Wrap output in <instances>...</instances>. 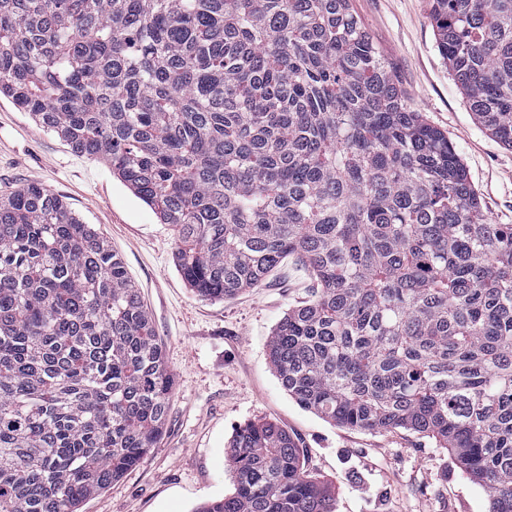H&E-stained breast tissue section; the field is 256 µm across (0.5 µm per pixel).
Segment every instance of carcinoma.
Wrapping results in <instances>:
<instances>
[{"label": "carcinoma", "mask_w": 512, "mask_h": 512, "mask_svg": "<svg viewBox=\"0 0 512 512\" xmlns=\"http://www.w3.org/2000/svg\"><path fill=\"white\" fill-rule=\"evenodd\" d=\"M477 122L512 147V0H429ZM0 94L105 162L222 301L292 256L267 344L323 420L427 434L512 512V224L410 109L351 0H0ZM173 378L122 260L57 195L0 198V512H81L162 438ZM193 512H334L291 435L240 426Z\"/></svg>", "instance_id": "obj_1"}]
</instances>
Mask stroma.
<instances>
[{
    "mask_svg": "<svg viewBox=\"0 0 512 512\" xmlns=\"http://www.w3.org/2000/svg\"><path fill=\"white\" fill-rule=\"evenodd\" d=\"M393 63L408 105L446 131L488 223L512 224V148L468 110L436 48L428 0H352ZM38 183L60 196L124 262L149 311L174 382L157 448L82 512H192L233 491L226 448L237 426L271 421L332 490L334 512H488L484 491L434 439L406 429L332 425L288 396L267 360L278 321L309 297V274L286 258L266 282L224 301L198 296L178 272L177 234L103 162L0 95V196Z\"/></svg>",
    "mask_w": 512,
    "mask_h": 512,
    "instance_id": "stroma-1",
    "label": "stroma"
}]
</instances>
